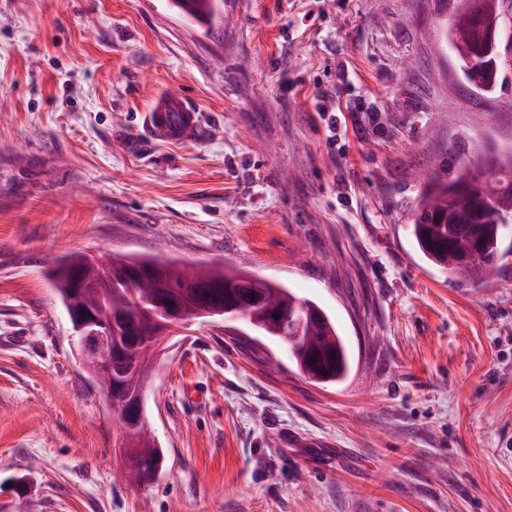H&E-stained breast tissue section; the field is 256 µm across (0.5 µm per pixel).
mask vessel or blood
Here are the masks:
<instances>
[{"label": "vessel or blood", "mask_w": 512, "mask_h": 512, "mask_svg": "<svg viewBox=\"0 0 512 512\" xmlns=\"http://www.w3.org/2000/svg\"><path fill=\"white\" fill-rule=\"evenodd\" d=\"M153 137L161 142L185 144L197 140L200 115L192 101L182 94L157 96L146 115Z\"/></svg>", "instance_id": "b4317fda"}]
</instances>
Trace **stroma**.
<instances>
[{"label": "stroma", "instance_id": "35a3bbf8", "mask_svg": "<svg viewBox=\"0 0 512 512\" xmlns=\"http://www.w3.org/2000/svg\"><path fill=\"white\" fill-rule=\"evenodd\" d=\"M460 5L224 0L207 27L170 0H0V502L512 512V227L476 286L408 231L432 177L512 156V68L464 82ZM164 92L198 108L194 143L153 138ZM74 252L282 284L335 324L350 370L317 384L245 320H192L145 389L162 471L117 481V426L49 277Z\"/></svg>", "mask_w": 512, "mask_h": 512}]
</instances>
